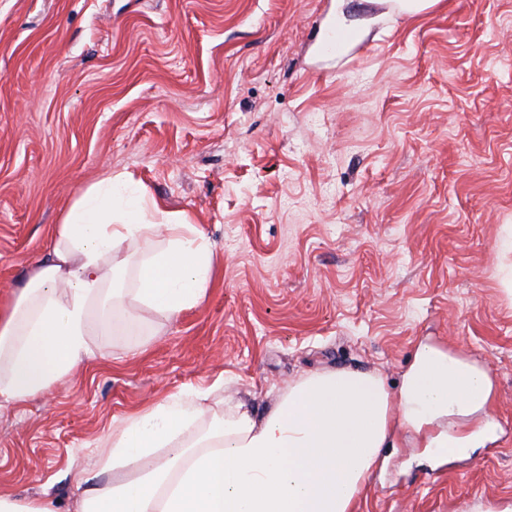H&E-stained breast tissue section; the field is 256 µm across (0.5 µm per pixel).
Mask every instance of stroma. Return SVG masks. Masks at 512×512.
<instances>
[{"label":"stroma","instance_id":"obj_1","mask_svg":"<svg viewBox=\"0 0 512 512\" xmlns=\"http://www.w3.org/2000/svg\"><path fill=\"white\" fill-rule=\"evenodd\" d=\"M331 0H0V303L73 199L126 173L218 253L203 302L92 329L61 384L0 406V492L71 512L113 424L169 397L265 412L326 370L396 388L429 337L488 365L503 433L396 448L357 512L512 502V0H388L318 51Z\"/></svg>","mask_w":512,"mask_h":512}]
</instances>
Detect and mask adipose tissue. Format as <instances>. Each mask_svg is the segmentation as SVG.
Returning <instances> with one entry per match:
<instances>
[{
  "label": "adipose tissue",
  "mask_w": 512,
  "mask_h": 512,
  "mask_svg": "<svg viewBox=\"0 0 512 512\" xmlns=\"http://www.w3.org/2000/svg\"><path fill=\"white\" fill-rule=\"evenodd\" d=\"M134 243L143 247L134 269L114 262ZM216 260L188 213L165 209L128 178L88 186L0 306V404L49 391L83 362L92 322L113 328L115 301L169 318L198 306ZM494 403L487 365L429 339L415 346L397 390L370 372L309 375L266 414L236 403L189 443L181 436L201 408L168 398L113 428L73 512H355L399 431L412 432L415 447L464 454L497 441ZM133 464L136 479L111 480Z\"/></svg>",
  "instance_id": "ef3b65f1"
}]
</instances>
